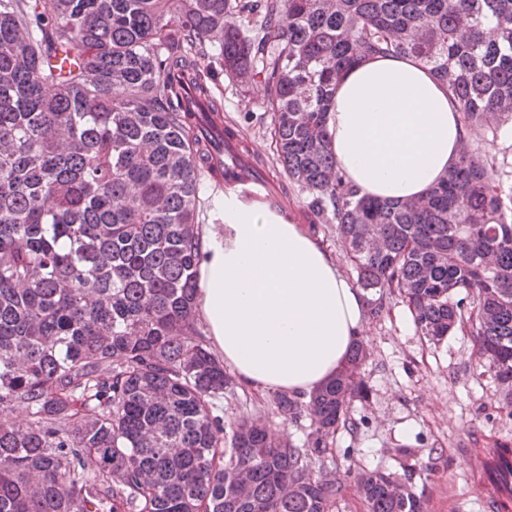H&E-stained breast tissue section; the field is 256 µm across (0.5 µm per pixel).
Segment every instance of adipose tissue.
Here are the masks:
<instances>
[{
	"label": "adipose tissue",
	"instance_id": "ef3b65f1",
	"mask_svg": "<svg viewBox=\"0 0 512 512\" xmlns=\"http://www.w3.org/2000/svg\"><path fill=\"white\" fill-rule=\"evenodd\" d=\"M457 102L416 58L356 60L336 84L328 132L361 195L423 196L456 161ZM220 231L202 240L196 308L238 382L260 393H311L364 334L365 295L319 237L296 221L224 195Z\"/></svg>",
	"mask_w": 512,
	"mask_h": 512
}]
</instances>
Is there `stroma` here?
<instances>
[{
  "instance_id": "obj_1",
  "label": "stroma",
  "mask_w": 512,
  "mask_h": 512,
  "mask_svg": "<svg viewBox=\"0 0 512 512\" xmlns=\"http://www.w3.org/2000/svg\"><path fill=\"white\" fill-rule=\"evenodd\" d=\"M224 122L248 143L259 145V159L272 184L288 200L299 221L310 212L306 193L292 187L271 145V115L251 86L218 78ZM365 341L370 355L362 367L369 396L353 401L351 425L327 441L324 464L341 479L343 495L333 512H364L348 473L358 469L398 471L393 451L411 449L410 482L425 512H481L478 478L464 449L512 445V403L499 390L482 358L472 327L466 326L433 345L421 336L400 298L385 302L380 317H367ZM225 423L250 415L261 418L278 436L303 445L311 431L309 416L293 421L277 414L272 394L235 388L216 403Z\"/></svg>"
}]
</instances>
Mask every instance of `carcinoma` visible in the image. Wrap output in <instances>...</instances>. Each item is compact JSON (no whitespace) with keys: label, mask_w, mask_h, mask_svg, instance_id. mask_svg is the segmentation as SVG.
<instances>
[{"label":"carcinoma","mask_w":512,"mask_h":512,"mask_svg":"<svg viewBox=\"0 0 512 512\" xmlns=\"http://www.w3.org/2000/svg\"><path fill=\"white\" fill-rule=\"evenodd\" d=\"M494 35L486 38L485 27ZM414 56L465 131L512 122V0H0V512H332L325 439L369 395L357 342L305 403L298 448L262 420L225 427L232 385L196 325L202 180L212 154L182 99L219 111L248 77L290 184L336 225L362 287L439 341L475 325L512 398V187L464 143L414 202L361 196L327 131L360 55ZM366 512H423L363 469Z\"/></svg>","instance_id":"cac0c4a2"}]
</instances>
